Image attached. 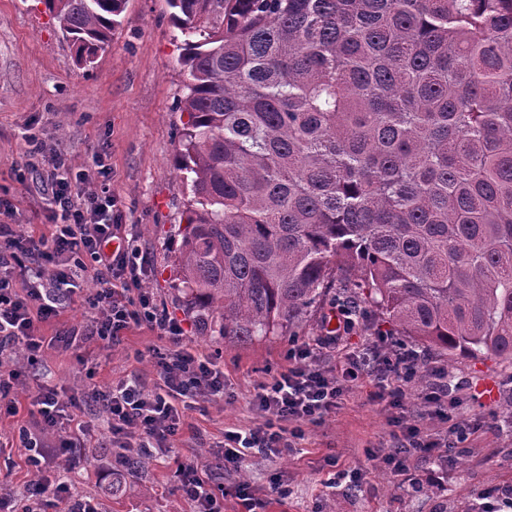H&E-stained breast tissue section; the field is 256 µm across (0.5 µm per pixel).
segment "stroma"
<instances>
[{
	"mask_svg": "<svg viewBox=\"0 0 512 512\" xmlns=\"http://www.w3.org/2000/svg\"><path fill=\"white\" fill-rule=\"evenodd\" d=\"M181 55L182 36L170 22L166 0H127L109 48L91 68L77 65L39 0H0V199L12 208L9 223L38 236L50 234L57 222L39 179L46 161L30 155L27 135L54 145L72 171L93 177L99 166L109 168L121 221L134 226L139 252L153 269L149 293L180 322L187 343L215 355L224 367L225 396L198 399L186 410L169 462L154 461L147 470L126 476L104 501L105 512H192L191 503L174 489L175 461L202 466L210 482L223 488V512H245L235 495L241 483L262 500L261 512H480L484 507L500 512L496 491L512 485V363L453 357L446 410L468 421L474 432L454 449V463L414 459L406 472H398L384 462L396 444L394 417L406 414L441 443L453 437L422 399L431 376L406 383L401 410L379 399L377 371L346 377L350 355L399 346L373 307L367 318L350 325L341 307L324 305L322 314L334 317L338 328L335 345L318 347L321 333L314 325L297 338L313 346V365L341 386L336 407L319 420L302 422L303 436L294 448L276 456L252 454L235 470L214 469L225 431L265 422L254 394L286 366L292 340L269 336L244 345L197 340L175 289L174 251L187 199L173 166L178 130L186 120L176 102L186 79ZM25 156L32 170L21 181L13 164ZM159 344L156 331L134 325L109 346L78 340L46 349L39 375H26L14 392L16 414L0 415V440L7 443L0 452V472L9 474L8 492L21 495L32 486V469L17 441L20 428L32 423L29 410L40 376L77 398L76 418L92 421L96 414L88 397L93 391L107 390L127 376L154 387L159 372L147 351ZM488 381L494 386L490 396L483 390ZM107 441L103 428L88 437V462L70 479L74 495L96 497L111 485L114 451ZM339 471L346 479L327 487V479ZM277 482L287 487L286 496L271 493Z\"/></svg>",
	"mask_w": 512,
	"mask_h": 512,
	"instance_id": "35a3bbf8",
	"label": "stroma"
}]
</instances>
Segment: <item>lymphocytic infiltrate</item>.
Wrapping results in <instances>:
<instances>
[{
  "mask_svg": "<svg viewBox=\"0 0 512 512\" xmlns=\"http://www.w3.org/2000/svg\"><path fill=\"white\" fill-rule=\"evenodd\" d=\"M27 141L47 160L41 179L62 222L51 236L38 238L15 225L0 224V412L14 413L13 391L25 373L39 365L44 350L56 343L41 334V323L55 317L65 298L80 291L93 311L80 331L85 340L109 345L131 326L144 323L170 344L167 352L152 353L159 369L153 390L127 377L99 396L113 447L162 458L180 429L181 403L223 396L224 369L213 355L188 345L181 325L149 295V264L134 248L130 228L112 214L115 199L108 171H101L96 181L73 175L55 147L33 135ZM88 280L95 281V288L84 289ZM287 357L288 368L260 384L254 395L266 421L225 432L226 467L238 468L256 450L279 454L301 436L300 431H287L286 423L315 420L335 408L341 390L335 379L311 365L309 346L292 343ZM378 363L396 381L390 392L394 404H402L403 385L421 366L418 352L394 350ZM32 405L34 426L21 429L20 438L31 450L46 489L33 512H101L95 500L73 497L69 485L56 478L61 462L83 447L90 424L67 415L61 393L52 387H40ZM401 432L403 443L388 456L395 468H404L415 455L425 461L439 455L437 443L418 426L402 425ZM174 477L177 491L191 501L194 512H222L201 467L178 464Z\"/></svg>",
  "mask_w": 512,
  "mask_h": 512,
  "instance_id": "f902f5d3",
  "label": "lymphocytic infiltrate"
}]
</instances>
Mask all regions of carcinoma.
<instances>
[{
	"label": "carcinoma",
	"mask_w": 512,
	"mask_h": 512,
	"mask_svg": "<svg viewBox=\"0 0 512 512\" xmlns=\"http://www.w3.org/2000/svg\"><path fill=\"white\" fill-rule=\"evenodd\" d=\"M40 3L89 66L126 0ZM166 3L195 335L294 336L340 293L424 352L511 362L512 0Z\"/></svg>",
	"instance_id": "1"
}]
</instances>
